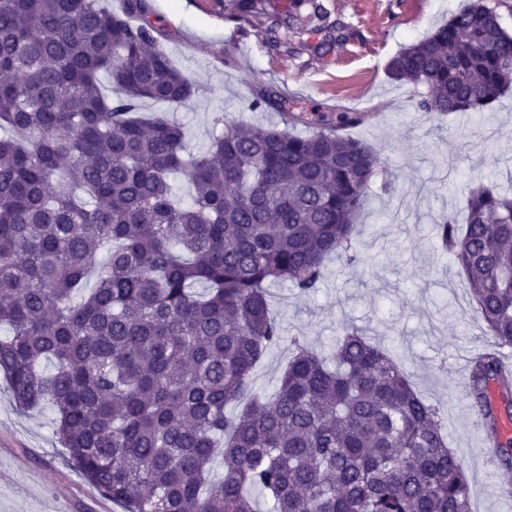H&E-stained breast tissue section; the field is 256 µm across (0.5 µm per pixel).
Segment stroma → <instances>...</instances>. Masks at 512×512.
Returning a JSON list of instances; mask_svg holds the SVG:
<instances>
[{"mask_svg":"<svg viewBox=\"0 0 512 512\" xmlns=\"http://www.w3.org/2000/svg\"><path fill=\"white\" fill-rule=\"evenodd\" d=\"M227 0H143L171 63L198 86L177 112L190 153L206 149L216 115L225 123L281 122L275 108L253 111L258 90L295 101L308 122L354 112L348 135L371 144L381 171L359 218L355 266L329 261L321 287L301 295L274 285L270 299L285 335L329 345L344 324L367 331L412 375L418 394L444 417L448 444L462 461L473 512H501L500 489L487 477L484 435L457 370L489 338L473 319L459 266L440 252L435 220L463 213L466 188L494 181L512 190V89L484 114L428 119L409 86L392 80L389 61L447 21L464 0H327L329 21L346 38L317 49L316 20L300 15L278 44L266 20L230 17ZM49 410L19 412L0 377V512H120L62 462Z\"/></svg>","mask_w":512,"mask_h":512,"instance_id":"35a3bbf8","label":"stroma"}]
</instances>
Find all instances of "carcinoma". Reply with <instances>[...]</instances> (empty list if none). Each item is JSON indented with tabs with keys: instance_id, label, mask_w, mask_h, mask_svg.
<instances>
[{
	"instance_id": "1",
	"label": "carcinoma",
	"mask_w": 512,
	"mask_h": 512,
	"mask_svg": "<svg viewBox=\"0 0 512 512\" xmlns=\"http://www.w3.org/2000/svg\"><path fill=\"white\" fill-rule=\"evenodd\" d=\"M232 2L239 18L267 13ZM303 6L320 46L345 39L325 0H283L270 42ZM388 73L428 116L480 109L512 86V35L488 0H466ZM197 91L144 16L0 0V373L15 407L50 408L64 465L122 512H258L254 489L267 512H472L439 408L358 326L328 355L291 338L276 393L254 386L284 341L267 286L311 294L329 257L361 261L380 161L342 134L359 117L305 135L229 125L187 159L185 127L141 107L176 112ZM176 174L193 186L187 205ZM434 231L492 339L468 396L512 490V196L474 189L464 224L448 214Z\"/></svg>"
}]
</instances>
